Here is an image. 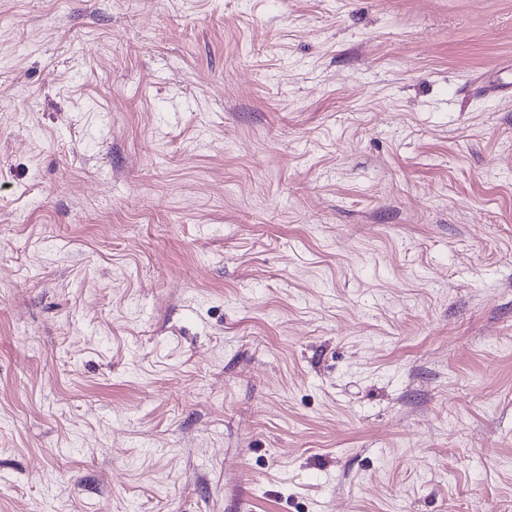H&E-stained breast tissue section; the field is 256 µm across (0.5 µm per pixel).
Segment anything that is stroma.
<instances>
[{
    "label": "stroma",
    "mask_w": 512,
    "mask_h": 512,
    "mask_svg": "<svg viewBox=\"0 0 512 512\" xmlns=\"http://www.w3.org/2000/svg\"><path fill=\"white\" fill-rule=\"evenodd\" d=\"M511 80L512 0H0V512H512Z\"/></svg>",
    "instance_id": "35a3bbf8"
}]
</instances>
